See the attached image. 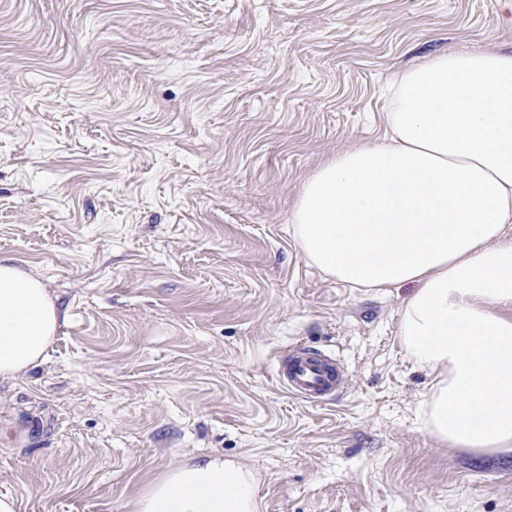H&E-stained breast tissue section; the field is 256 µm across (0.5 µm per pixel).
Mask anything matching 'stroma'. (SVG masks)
Segmentation results:
<instances>
[{
  "instance_id": "35a3bbf8",
  "label": "stroma",
  "mask_w": 512,
  "mask_h": 512,
  "mask_svg": "<svg viewBox=\"0 0 512 512\" xmlns=\"http://www.w3.org/2000/svg\"><path fill=\"white\" fill-rule=\"evenodd\" d=\"M496 0H0V256L66 319L0 381V494L131 512L183 463L254 473L259 512H512V455L430 434L399 336L413 284L308 265L289 216L328 157L384 133L390 84L512 51ZM341 366L324 403L276 380ZM279 380L291 394L313 403L329 399L341 387L333 360L307 346H295L287 356Z\"/></svg>"
}]
</instances>
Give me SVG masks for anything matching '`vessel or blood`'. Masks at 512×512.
<instances>
[{
  "instance_id": "b4317fda",
  "label": "vessel or blood",
  "mask_w": 512,
  "mask_h": 512,
  "mask_svg": "<svg viewBox=\"0 0 512 512\" xmlns=\"http://www.w3.org/2000/svg\"><path fill=\"white\" fill-rule=\"evenodd\" d=\"M279 380L291 394L313 403L329 399L341 387L333 360L307 346L294 347L287 356Z\"/></svg>"
}]
</instances>
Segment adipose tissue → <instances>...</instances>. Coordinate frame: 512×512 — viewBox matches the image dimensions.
Returning <instances> with one entry per match:
<instances>
[{
  "instance_id": "ef3b65f1",
  "label": "adipose tissue",
  "mask_w": 512,
  "mask_h": 512,
  "mask_svg": "<svg viewBox=\"0 0 512 512\" xmlns=\"http://www.w3.org/2000/svg\"><path fill=\"white\" fill-rule=\"evenodd\" d=\"M377 142L305 181L289 222L305 260L365 288L406 283L399 335L430 370L426 425L451 448L512 453V53L450 51L403 71ZM63 315L0 257V378L42 363ZM256 480L213 456L144 488L134 512H258Z\"/></svg>"
}]
</instances>
